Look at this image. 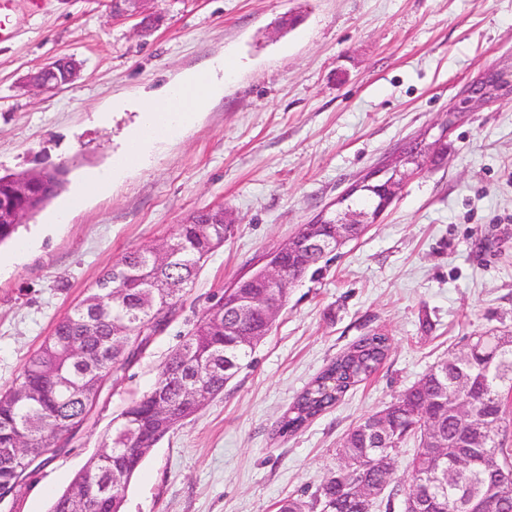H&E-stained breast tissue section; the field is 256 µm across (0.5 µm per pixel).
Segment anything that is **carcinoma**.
I'll use <instances>...</instances> for the list:
<instances>
[{
	"instance_id": "carcinoma-1",
	"label": "carcinoma",
	"mask_w": 512,
	"mask_h": 512,
	"mask_svg": "<svg viewBox=\"0 0 512 512\" xmlns=\"http://www.w3.org/2000/svg\"><path fill=\"white\" fill-rule=\"evenodd\" d=\"M432 143L410 141L404 148L416 167L428 159ZM26 182L27 192L17 184ZM59 183L38 172L0 175V243L11 239L19 225L11 212L32 199L41 202L57 193ZM376 186L365 184L351 203L372 214L380 203ZM224 210H203L177 225L178 256L154 267L145 251L124 255L80 303L60 318L51 334L23 363L12 385L0 391V489L12 502L23 495L29 477L56 454L29 465L17 448H54L65 435L80 431L97 407L99 388L136 364L157 333L173 320L176 305L213 251L214 237L224 236ZM269 293L286 302L288 289L267 288L243 277L196 320L181 344L160 364L153 389L164 392L178 407L183 391L206 387L213 396L239 372L254 352L224 332V317L214 308L238 300L245 292ZM479 347L468 358L458 355L432 366L414 385L385 408L364 416L336 450L337 464L309 497L281 502L278 512H362L365 504L350 496L349 487L372 460L388 472L389 491L372 500V508L396 512L407 497L426 499L433 512H461L469 495L487 504L489 512H512V474L500 465L512 458L505 446V400L512 394V336L490 333L472 337ZM388 337L373 333L336 357L297 396L279 422L278 434L291 436L307 422L336 405L353 386L370 378L387 358ZM151 392L130 402L112 419L101 449L89 457L69 487L51 503L49 512H122L130 482L156 446L160 430L171 432L177 419H159L149 409ZM467 408L462 416L448 406ZM139 438L126 449L129 429ZM482 433L483 446L469 451L468 467H459L460 438L467 431ZM416 447L404 470L397 472L402 446Z\"/></svg>"
}]
</instances>
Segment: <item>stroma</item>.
<instances>
[{
	"label": "stroma",
	"instance_id": "35a3bbf8",
	"mask_svg": "<svg viewBox=\"0 0 512 512\" xmlns=\"http://www.w3.org/2000/svg\"><path fill=\"white\" fill-rule=\"evenodd\" d=\"M110 0H13L0 41V173L64 167L62 191L0 245V389L127 252L224 207V243L173 320L102 393L88 428L29 480L16 512H48L131 394L195 318L352 184L437 139L358 238L292 284L252 363L146 457L124 512H277L314 492L349 429L467 336L512 333V93L456 111L468 83L512 70V0H157L162 23L110 21ZM70 84L31 94L51 60ZM236 67L224 94L108 192L78 186L121 154L147 94L206 61ZM379 332L390 352L302 431L278 423L337 355ZM70 59H60L61 67H65L63 70L59 69V64L57 61L47 64L38 70L31 72L25 79L26 87L29 91L38 92L44 90L47 86V79L50 76H55L57 78L58 83L56 86H63L71 83L78 74L79 64L76 61L70 62ZM69 64V65H68ZM60 70V73H58ZM48 85H54V83H49Z\"/></svg>",
	"mask_w": 512,
	"mask_h": 512
}]
</instances>
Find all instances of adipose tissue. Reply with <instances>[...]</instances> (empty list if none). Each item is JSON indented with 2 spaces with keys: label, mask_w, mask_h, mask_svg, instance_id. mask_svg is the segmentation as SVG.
Instances as JSON below:
<instances>
[{
  "label": "adipose tissue",
  "mask_w": 512,
  "mask_h": 512,
  "mask_svg": "<svg viewBox=\"0 0 512 512\" xmlns=\"http://www.w3.org/2000/svg\"><path fill=\"white\" fill-rule=\"evenodd\" d=\"M229 74L227 62L216 59L140 101L139 124L128 137L120 158L89 177L81 187L82 193L106 191L116 177L139 166L155 143L175 135L212 99L223 95Z\"/></svg>",
  "instance_id": "adipose-tissue-1"
}]
</instances>
